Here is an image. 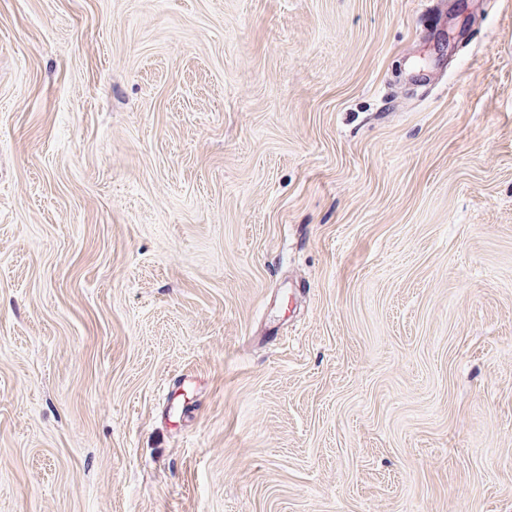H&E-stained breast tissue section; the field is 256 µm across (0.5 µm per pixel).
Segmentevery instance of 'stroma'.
<instances>
[{"instance_id": "35a3bbf8", "label": "stroma", "mask_w": 512, "mask_h": 512, "mask_svg": "<svg viewBox=\"0 0 512 512\" xmlns=\"http://www.w3.org/2000/svg\"><path fill=\"white\" fill-rule=\"evenodd\" d=\"M0 512H512V0H0Z\"/></svg>"}]
</instances>
